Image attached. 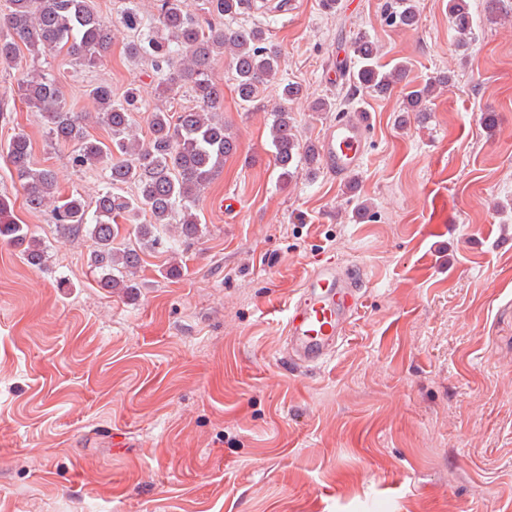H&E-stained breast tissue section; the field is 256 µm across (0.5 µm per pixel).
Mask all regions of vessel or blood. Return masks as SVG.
Segmentation results:
<instances>
[{"mask_svg": "<svg viewBox=\"0 0 512 512\" xmlns=\"http://www.w3.org/2000/svg\"><path fill=\"white\" fill-rule=\"evenodd\" d=\"M368 141L367 121L356 113L340 116L319 145L324 168L336 179H346L362 167ZM359 294V284L337 279L335 267L322 266L308 275L288 322L291 345L303 362H324L344 334Z\"/></svg>", "mask_w": 512, "mask_h": 512, "instance_id": "vessel-or-blood-1", "label": "vessel or blood"}]
</instances>
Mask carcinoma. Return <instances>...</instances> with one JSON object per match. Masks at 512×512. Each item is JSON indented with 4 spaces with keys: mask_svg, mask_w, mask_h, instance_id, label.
<instances>
[{
    "mask_svg": "<svg viewBox=\"0 0 512 512\" xmlns=\"http://www.w3.org/2000/svg\"><path fill=\"white\" fill-rule=\"evenodd\" d=\"M250 0H156V14L145 19L140 0H129L118 23L138 32L126 45L131 59L150 60L159 76L160 94L171 100L186 88L196 107L173 112L167 107L149 108L135 88L116 100L112 87L100 84L89 90L97 105L95 123L109 131L104 142L87 130L85 112L68 106L61 87L44 74L33 73L17 86L19 99L39 113L52 144L72 148V164L79 168H102L106 181L89 210L78 193L65 194L57 187L55 173L38 166L29 138L16 134L8 143L5 159L24 191L25 204L33 212L51 210L54 223L73 233L86 231L92 241L89 265L99 272L100 287L108 290L134 288V275L145 250L164 244L161 228L179 225V241L190 244L202 234L197 203L202 191L224 170V159L238 150L237 139L219 115L224 90L213 77L215 61L224 57L235 72L240 101L250 104L274 85L279 102L270 112V137L274 165L280 178L293 176L300 163L312 169L318 152L294 133L289 105L303 94L296 83H284L280 72V49L267 29L226 26L225 19L246 13ZM386 24L411 28L418 23L416 0H388ZM448 17L457 46L466 50L474 39V22L467 0H448ZM110 23L91 0H9L8 13L0 19V63L17 62L20 49L36 59L47 52L64 50L80 67H94L109 54ZM358 67L352 72L353 91L372 95L391 94L407 78V68L396 64L386 69L378 64L380 50L365 33L355 38ZM452 77L440 74L410 91L399 111L424 112L437 91L449 87ZM145 114L148 138L134 131L135 115ZM132 186L135 194L124 195ZM135 244L113 246L122 225ZM0 239L21 248L24 260L36 267L45 261L41 243L17 223L13 203L0 196Z\"/></svg>",
    "mask_w": 512,
    "mask_h": 512,
    "instance_id": "carcinoma-1",
    "label": "carcinoma"
}]
</instances>
